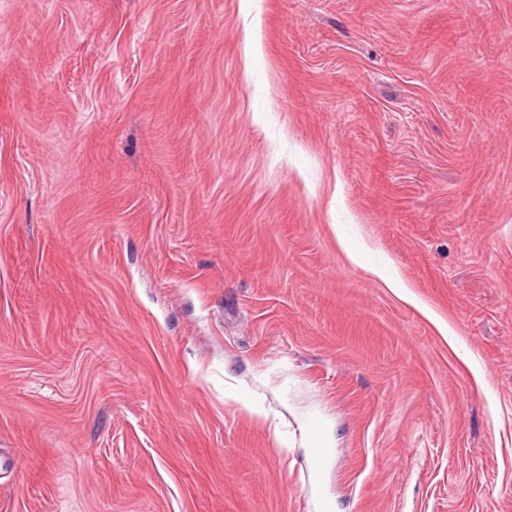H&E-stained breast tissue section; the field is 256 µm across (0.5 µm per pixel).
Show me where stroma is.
Masks as SVG:
<instances>
[{
	"mask_svg": "<svg viewBox=\"0 0 512 512\" xmlns=\"http://www.w3.org/2000/svg\"><path fill=\"white\" fill-rule=\"evenodd\" d=\"M0 512H512V0H0ZM351 227V224H340L336 227V234L346 246L350 260L379 276L390 288H405L399 280L393 277L389 262L383 255H373L368 259L369 249L365 245H350Z\"/></svg>",
	"mask_w": 512,
	"mask_h": 512,
	"instance_id": "obj_1",
	"label": "stroma"
}]
</instances>
